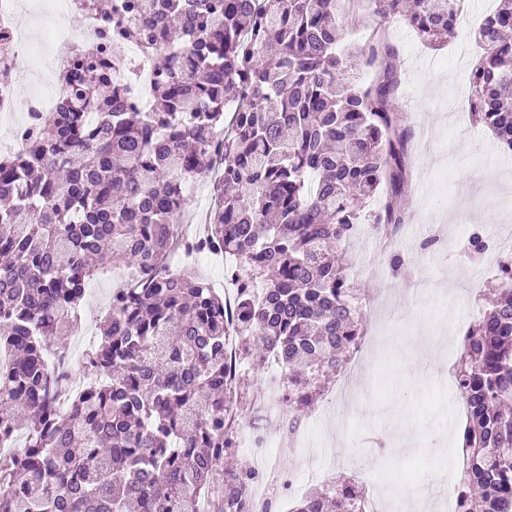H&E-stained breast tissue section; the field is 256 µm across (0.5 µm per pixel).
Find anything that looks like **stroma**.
<instances>
[{
	"instance_id": "35a3bbf8",
	"label": "stroma",
	"mask_w": 512,
	"mask_h": 512,
	"mask_svg": "<svg viewBox=\"0 0 512 512\" xmlns=\"http://www.w3.org/2000/svg\"><path fill=\"white\" fill-rule=\"evenodd\" d=\"M347 7L345 45L360 51L382 27L396 51L395 107L414 142L407 221L397 238L404 264L391 274L387 238L375 224L362 225L349 251L365 295L364 344L341 374L318 383L302 413L303 447L286 442L275 454L282 478L300 479L304 491L350 480L378 512H391L400 497L408 512H441L461 476L464 428L448 411V366L494 276L480 265L459 267L450 247L472 228L491 236L512 225V151L475 122L466 92L475 32L497 0H463L455 37L434 48L403 20L380 23L366 0ZM431 229L448 248L422 249ZM124 273L116 266L92 282L79 306L83 326L100 330L112 282Z\"/></svg>"
}]
</instances>
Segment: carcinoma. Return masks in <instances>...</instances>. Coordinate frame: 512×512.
Segmentation results:
<instances>
[{"label":"carcinoma","mask_w":512,"mask_h":512,"mask_svg":"<svg viewBox=\"0 0 512 512\" xmlns=\"http://www.w3.org/2000/svg\"><path fill=\"white\" fill-rule=\"evenodd\" d=\"M380 20H405L422 41H448L462 0H368ZM343 0H123V42L154 54L149 110L124 105L129 86L79 57L59 73L69 96L0 164V512H197L224 474L217 512H244L258 473L224 469L237 447L241 375L226 355L278 359L288 438L313 381L336 374L363 338L360 296L340 246L373 221L388 238L404 217L412 133L394 98L384 36L358 53L376 71L348 79ZM81 8L112 16V0ZM512 0L478 30L471 112L512 150ZM97 113V121L85 118ZM224 134L217 203L201 245L232 256L231 306L210 283L165 271L183 183L211 169ZM383 194V211L364 213ZM123 265L99 340V380L60 410L62 375L46 352L74 330L86 287ZM466 425L457 512H512V254L498 263L463 338L455 372ZM350 483L312 492L294 512H363Z\"/></svg>","instance_id":"obj_1"}]
</instances>
